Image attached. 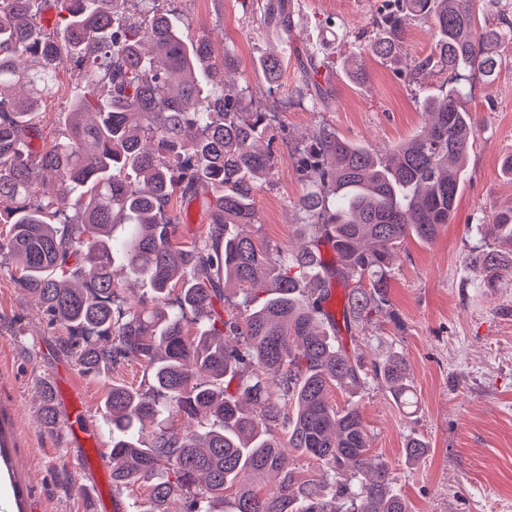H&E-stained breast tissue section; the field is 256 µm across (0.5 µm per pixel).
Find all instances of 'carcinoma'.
Returning a JSON list of instances; mask_svg holds the SVG:
<instances>
[{
	"mask_svg": "<svg viewBox=\"0 0 512 512\" xmlns=\"http://www.w3.org/2000/svg\"><path fill=\"white\" fill-rule=\"evenodd\" d=\"M134 0H0V254L16 263L17 287L49 324L68 333L82 372L99 375L134 357L150 372L142 391L112 384L103 416L112 440V483L149 493L137 512H170L169 474L187 489L205 484L181 512H406L391 468L371 455L359 410L330 401L377 380L399 407L413 403L407 362L398 353L365 363L344 347L327 310L346 289L342 321L362 326L387 302L388 266L409 240L429 241L451 222L476 118L461 91L426 96L428 129L396 145L387 161L326 126L295 147L308 190L296 201L314 228L296 253L260 243L240 227L256 221L254 198L276 167L268 113L224 95L235 58L183 30L160 0L140 17ZM263 22L290 33L285 0L260 5ZM431 24L422 60H402L406 21ZM512 49V0H383L363 51L404 62L413 76L433 68L476 71L495 82ZM65 64L86 91L73 98L68 130L37 145L33 119L56 90ZM284 56H268L269 84ZM73 195L62 215L47 189ZM211 194L208 232L174 242L188 212L173 196ZM498 246L471 252L487 273L482 288L512 274V205L482 220ZM126 226L125 236L114 230ZM145 278L152 305L114 312L113 255ZM234 283L241 301L224 312ZM179 291L172 300V292ZM42 423L58 424L54 391L41 387ZM184 421L186 427L174 426ZM153 427L151 440L142 435ZM317 464L306 476L290 452ZM276 472L262 493L247 475Z\"/></svg>",
	"mask_w": 512,
	"mask_h": 512,
	"instance_id": "carcinoma-1",
	"label": "carcinoma"
}]
</instances>
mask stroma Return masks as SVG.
Listing matches in <instances>:
<instances>
[{
    "label": "stroma",
    "instance_id": "1",
    "mask_svg": "<svg viewBox=\"0 0 512 512\" xmlns=\"http://www.w3.org/2000/svg\"><path fill=\"white\" fill-rule=\"evenodd\" d=\"M380 0H291L293 34L268 27L258 9L242 0H167L190 35L207 38L215 56L231 53L239 64L227 91L247 107L276 111L274 175L255 199L254 239L297 249L305 218L295 202L305 190L291 150L325 125L341 137L388 156L394 145L418 133L426 116L420 102L445 93L450 84L439 71L412 79L396 65L361 56L370 18ZM287 49L290 61L277 87H268L261 61ZM317 67L316 79L330 89L327 104L314 103L296 56ZM358 56L369 75L360 84L349 77L347 61ZM464 106L478 121L467 157L463 186L451 224L433 241H409L389 274L388 301L352 343L365 360L399 352L406 359L418 403L404 412L386 390L367 382L356 392L333 391L334 404L358 408L376 455L392 465L394 483L408 512H512V283L487 291L483 274L466 254L493 245L480 225L512 205V176L502 169L512 155V56L497 80H468ZM73 70H60L56 94L36 122L43 143L59 138L68 104L79 89ZM16 266L0 257V425L9 445L0 465V512H86L87 474L71 462L66 422L56 429L41 422L42 383L59 378L80 386L85 425L96 435L89 455L105 503L135 512L146 488L127 491L112 482L110 436L100 402L117 381L149 390L143 363L126 358L104 374H84L68 351L67 333L50 327L36 301L17 288ZM424 438L428 454L416 464L405 459L409 438Z\"/></svg>",
    "mask_w": 512,
    "mask_h": 512
}]
</instances>
